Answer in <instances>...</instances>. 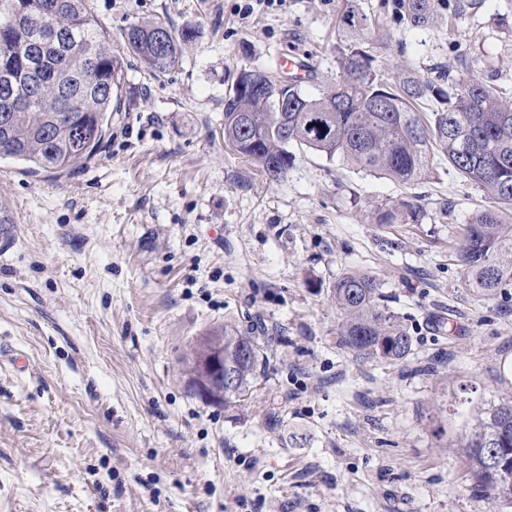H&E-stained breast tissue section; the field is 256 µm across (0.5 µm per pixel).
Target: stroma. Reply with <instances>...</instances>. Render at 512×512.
Returning a JSON list of instances; mask_svg holds the SVG:
<instances>
[{"mask_svg": "<svg viewBox=\"0 0 512 512\" xmlns=\"http://www.w3.org/2000/svg\"><path fill=\"white\" fill-rule=\"evenodd\" d=\"M113 49L129 26L188 29L160 76L125 56L96 156L63 174L0 161V512H490L462 443L512 401V283L466 288L454 247L484 191L436 159L400 184L296 148L266 179L224 143L241 67L300 61L333 81L355 7L392 82L407 69L512 90V0H90ZM400 199L419 221L380 224ZM379 283L413 340L398 361L339 341L333 288ZM229 324L267 363L231 407L184 376L196 336ZM405 16L413 26L422 27L434 24L435 14L434 0H399ZM368 24L367 15L351 9L345 11L341 16L339 29H341L345 39L353 42L360 36L361 32L367 29Z\"/></svg>", "mask_w": 512, "mask_h": 512, "instance_id": "1", "label": "stroma"}]
</instances>
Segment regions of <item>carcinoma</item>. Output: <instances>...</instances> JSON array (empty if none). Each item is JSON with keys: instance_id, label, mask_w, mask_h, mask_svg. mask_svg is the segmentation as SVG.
<instances>
[{"instance_id": "obj_1", "label": "carcinoma", "mask_w": 512, "mask_h": 512, "mask_svg": "<svg viewBox=\"0 0 512 512\" xmlns=\"http://www.w3.org/2000/svg\"><path fill=\"white\" fill-rule=\"evenodd\" d=\"M416 27L436 22L435 0H400ZM368 27L367 15L351 9L339 29L351 41L339 61V76L317 95L301 82L281 80L259 68H241L224 98V142L259 166L271 180L286 176L293 160L290 147H305L332 159L339 156L358 168L398 183H412L428 170L438 153L460 176L484 191L490 206L475 213L455 247L466 285L490 296L512 281V93L478 79H458L449 93L407 69L391 87L374 69L373 56L354 40ZM161 23H141L124 33L125 49L153 74L180 62L182 45L192 38L168 28L166 44L157 43ZM11 38L0 45L17 71L0 70V159L10 157L27 170L63 172L89 160L104 146L112 101L120 100L123 59L89 7V0H0V31ZM68 36L71 45L50 40L51 32ZM31 75L18 72L30 59ZM260 79L266 86L248 91ZM432 97V114L418 111ZM422 207L401 200L383 209L379 221L419 220ZM377 278L364 271L345 274L334 288L336 307L345 316L341 342L360 355L400 360L412 350V337L377 305ZM262 347L254 336L224 326V373L234 376L224 406L245 397L258 367ZM512 448V404L490 414L466 442L477 468L478 487L491 502L512 495V467L487 471L482 448Z\"/></svg>"}]
</instances>
